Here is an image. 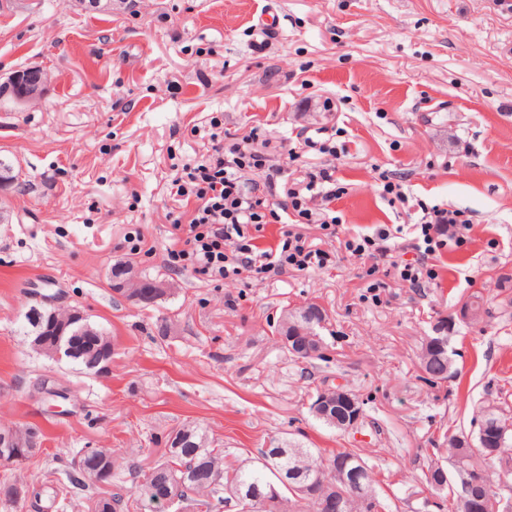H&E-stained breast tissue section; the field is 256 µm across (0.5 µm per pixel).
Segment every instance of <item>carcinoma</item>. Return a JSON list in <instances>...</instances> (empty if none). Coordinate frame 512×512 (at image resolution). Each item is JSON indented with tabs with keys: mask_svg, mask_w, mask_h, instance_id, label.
<instances>
[{
	"mask_svg": "<svg viewBox=\"0 0 512 512\" xmlns=\"http://www.w3.org/2000/svg\"><path fill=\"white\" fill-rule=\"evenodd\" d=\"M327 320V310L310 301L299 309L284 310L271 332L291 359L328 363V344L321 332ZM299 329L316 330V339L310 341L314 354H300L288 343V336ZM64 334L80 352L69 362L87 374L92 372L89 363L112 345L107 332L85 317L66 326ZM419 365L423 379L434 386L457 376L448 351L437 350L428 340L421 347ZM477 420L473 436L440 431L438 440L443 447L435 449L434 455H447L453 469L443 486H436L443 465L435 461L419 475L422 490L437 497L434 506L439 512H462L465 499L478 504L482 512H512L511 495L488 493L500 483V462L512 464V427H508L512 416L499 405L485 403L479 407ZM165 446L164 460L152 467L154 475L143 476L138 486L151 509L157 507V500L171 494L184 512H219L222 508L231 512H321V501L334 491L323 487L319 475L328 463L342 459L362 469L364 485V494L344 497L342 512H391L390 503L377 491L376 464L360 448H261L258 464L232 467L226 465L224 452L208 446L205 432L190 425L169 432ZM117 468L111 453L89 449L73 463L68 482L77 487L86 477L107 481Z\"/></svg>",
	"mask_w": 512,
	"mask_h": 512,
	"instance_id": "1",
	"label": "carcinoma"
}]
</instances>
